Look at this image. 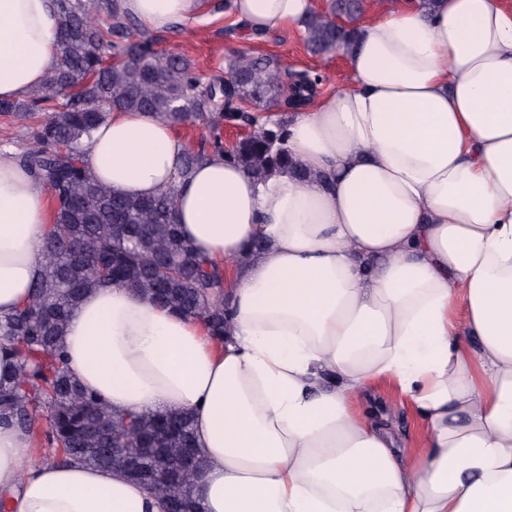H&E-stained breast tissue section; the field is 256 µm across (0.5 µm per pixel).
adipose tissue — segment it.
<instances>
[{"mask_svg":"<svg viewBox=\"0 0 512 512\" xmlns=\"http://www.w3.org/2000/svg\"><path fill=\"white\" fill-rule=\"evenodd\" d=\"M163 33L208 0H118ZM315 0H230L246 38ZM56 0H0V100L28 99L58 56ZM349 83L289 116L310 180L258 181L115 111L88 166L112 193L171 188L205 257L232 261L223 338L134 289L87 291L63 347L115 416L184 411L202 461L199 512H512V10L500 0H393L358 23ZM49 195L0 149V315L30 297ZM266 244L252 253L256 240ZM387 383L422 419L416 445L358 409ZM0 423V512H164L115 469L32 463Z\"/></svg>","mask_w":512,"mask_h":512,"instance_id":"1","label":"adipose tissue"}]
</instances>
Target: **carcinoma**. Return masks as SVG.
<instances>
[{"label": "carcinoma", "mask_w": 512, "mask_h": 512, "mask_svg": "<svg viewBox=\"0 0 512 512\" xmlns=\"http://www.w3.org/2000/svg\"><path fill=\"white\" fill-rule=\"evenodd\" d=\"M59 6L61 49L42 87L25 101L0 100V115L36 126L20 161L48 190L56 213L31 298L0 316V340L17 358L15 386L0 389V422L35 434L34 412L44 408L52 461L119 468L165 500L170 512H198L193 477L200 454L190 416H113L69 375L61 343L83 294L114 282L203 320L211 335L222 338L229 314L224 267L182 237L174 222V190L124 197L94 180L85 160L91 133L114 109L148 111L174 127L210 129V137L185 156L183 175L222 153L258 181L280 171L305 179L307 172L288 151V114L262 121L251 109L284 104L296 112L320 76L298 72L290 87L278 64L240 52L226 68L229 80L204 83L186 58L157 50V38L122 14L117 0H60ZM361 13V0H331L329 12H314L303 23L308 46L316 53L351 50L352 24ZM231 125L251 131L227 147L222 131Z\"/></svg>", "instance_id": "obj_1"}]
</instances>
